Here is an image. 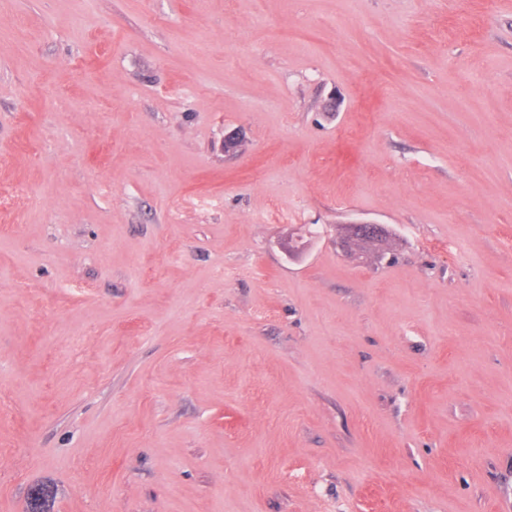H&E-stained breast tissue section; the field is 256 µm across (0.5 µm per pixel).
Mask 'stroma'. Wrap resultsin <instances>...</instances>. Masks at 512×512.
Segmentation results:
<instances>
[{"mask_svg": "<svg viewBox=\"0 0 512 512\" xmlns=\"http://www.w3.org/2000/svg\"><path fill=\"white\" fill-rule=\"evenodd\" d=\"M1 198L0 512H512L507 0H0ZM387 231L382 224L356 223L345 227V237L339 238L341 248H346V242L351 240L382 241L386 238Z\"/></svg>", "mask_w": 512, "mask_h": 512, "instance_id": "stroma-1", "label": "stroma"}]
</instances>
